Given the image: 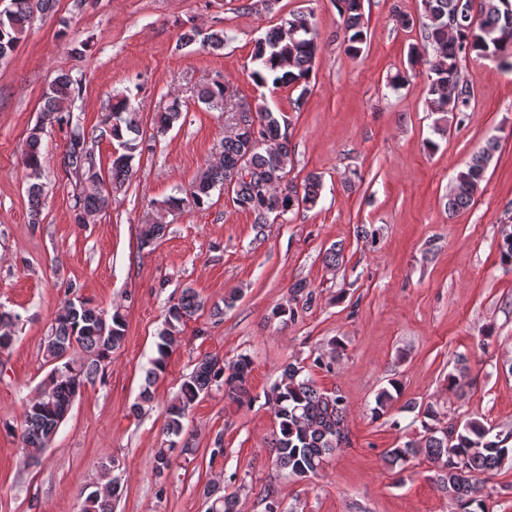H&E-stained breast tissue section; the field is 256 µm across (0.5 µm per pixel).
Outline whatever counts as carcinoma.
Returning <instances> with one entry per match:
<instances>
[{
    "instance_id": "obj_1",
    "label": "carcinoma",
    "mask_w": 512,
    "mask_h": 512,
    "mask_svg": "<svg viewBox=\"0 0 512 512\" xmlns=\"http://www.w3.org/2000/svg\"><path fill=\"white\" fill-rule=\"evenodd\" d=\"M458 2L421 0L422 40L432 48L427 60L428 106L430 111L439 114L438 121L444 123L464 115L471 106L470 89L461 76L463 57L474 53L491 58L502 69L512 71V20L508 19V15H512V0H479V15L475 21L458 13ZM55 3L56 0H10L9 6L0 11V60L12 55L34 10L48 13ZM336 6L344 17L345 50L356 56L367 41L362 0H336ZM230 39L224 29L204 35L193 29L180 37V43L187 46L199 41L212 49H221ZM316 52V30L311 14L293 13L256 43L252 80L256 87L272 91L280 87H299L302 99L308 92ZM227 93L224 82L213 79L197 88L196 98L209 110L222 112ZM81 94V82L68 73H60L49 86L40 121L26 140L23 164L29 170V177L34 179L27 190L34 223L39 220L43 196L42 184L38 182L43 167L41 134L47 124L70 122V109ZM114 99L103 126L87 131L77 123L70 131L64 164L82 184V191L74 202L78 224L108 208V186L121 187L128 180L138 140L143 134L142 119L132 107L130 96L121 93ZM237 113L239 122L232 123L224 135L218 161L200 170L189 188L176 189V194L165 204L173 209L202 208L209 203L214 190L230 189L234 208L253 215V223L260 229L270 223L272 216H284L302 206L315 207L323 189L319 174H307L299 185L286 180L291 163L286 116L273 111L263 95L252 103H239ZM180 116L181 106L175 102L154 119L153 137L166 135ZM103 139L111 140L114 147L106 179L97 169L89 148V144ZM498 148V139L489 138L456 173L454 189L448 193V211L453 213L470 206ZM245 169L254 177L245 179ZM165 230L161 215L151 223L140 225V247L155 246ZM203 308V300L190 287L184 288L177 300L168 305L156 356L146 370L139 400L131 406L132 413L141 414L144 404L152 401L154 381L164 373L170 354L181 346L187 321ZM16 321L17 315L0 312L1 351L11 347ZM125 331L126 320L119 307L113 308L109 317L103 309L85 299L68 300L59 309L44 341L46 359L58 366L47 385L24 409L22 444L27 457L39 458L66 419L75 397L86 384L104 377L112 354L125 340ZM74 350L81 352L80 359H67ZM251 372L252 361L246 355L227 368L220 366L219 360L213 357L199 361L182 382L177 397L166 406L163 432L180 436L193 405L214 387L224 389V399L244 403L249 398ZM265 399L279 420L278 430L269 442L276 470L307 478L317 474L336 450L350 443L345 399L335 392L319 389L306 373L305 366L287 363L278 381L266 392ZM413 408L417 409L416 420L420 422L422 435L387 449L385 463L404 469L422 455L436 467L432 480L440 492L465 509L475 505L478 512H486L487 483L499 471L512 469V431L501 434L474 418L459 426H444L434 404H415ZM171 466L170 449H158L153 462L155 478L164 477ZM122 492L120 482L111 478L85 496L82 512H113V504ZM202 495L207 503L206 512H239L240 499L236 493L222 494L219 487L208 483Z\"/></svg>"
}]
</instances>
